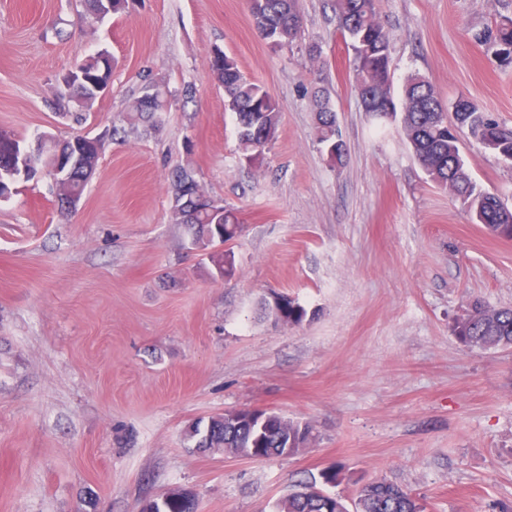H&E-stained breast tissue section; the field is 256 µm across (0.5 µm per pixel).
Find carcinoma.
<instances>
[{"label": "carcinoma", "instance_id": "carcinoma-1", "mask_svg": "<svg viewBox=\"0 0 512 512\" xmlns=\"http://www.w3.org/2000/svg\"><path fill=\"white\" fill-rule=\"evenodd\" d=\"M250 12L260 35L274 47L291 45L301 29L299 0H250ZM336 14L346 44L355 50L359 76L357 88L369 97L368 110L376 111L384 102L390 103L389 116L397 114L392 93L390 69L391 35L377 17L376 0H336ZM479 42L491 50L502 64L512 63V18L502 17L495 25L477 35ZM86 74L89 83L70 89L62 83L58 101L82 117L90 108L86 102L93 86L112 78L111 56L89 55L73 64ZM208 67L215 80L224 87L225 110L236 116L239 149L251 164L260 162L263 150L277 134L280 120L278 106L271 94L260 84L245 77L236 60L225 54L210 57ZM145 98L137 100L132 111L140 117L169 109L167 97L159 88L144 87ZM453 110L460 113L461 125L452 128L444 124L446 114L431 85L423 77H407L403 87L402 130L417 160L430 179L447 188L472 214L477 223L494 237L512 230V210L494 195L480 188L467 173L460 155L461 132L483 149L501 155L512 149V128L500 124L479 104L459 98ZM315 116L320 143L332 164L343 163L344 143L338 130L336 112L328 101L315 96ZM173 195L182 196L199 184L191 171L179 168L172 172ZM177 222L186 225L193 244L206 250L233 239L239 225L227 208L211 213L195 206L187 215H176ZM217 276L231 277L235 266L231 253H208ZM282 318L298 324L305 317L304 308L290 298L277 306ZM453 335L464 346L480 350L512 347V308L491 309L479 302L472 305V318L453 323ZM312 430L309 424L288 419L275 412L256 417L230 432L224 429V416L216 415L198 421L187 430L195 447L204 451L217 450L245 457L251 449H262L265 458L280 457L283 448L293 456L308 447ZM315 485L305 484L277 502L276 512H348L342 498L327 492L313 491ZM356 512H424L420 500L405 488L386 480L372 481L358 493Z\"/></svg>", "mask_w": 512, "mask_h": 512}]
</instances>
